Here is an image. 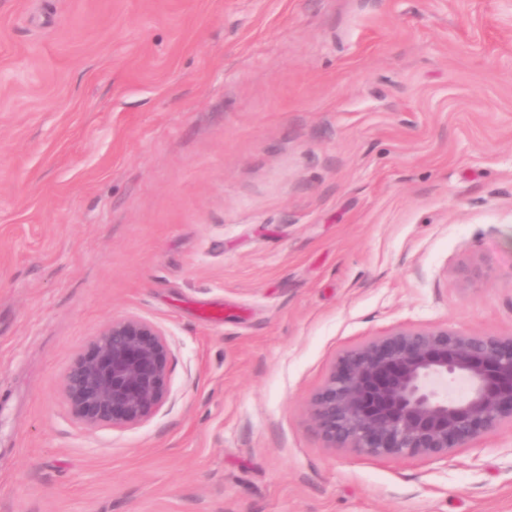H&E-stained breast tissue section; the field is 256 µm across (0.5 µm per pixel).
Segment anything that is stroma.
Segmentation results:
<instances>
[{
    "instance_id": "obj_1",
    "label": "stroma",
    "mask_w": 512,
    "mask_h": 512,
    "mask_svg": "<svg viewBox=\"0 0 512 512\" xmlns=\"http://www.w3.org/2000/svg\"><path fill=\"white\" fill-rule=\"evenodd\" d=\"M128 314L167 400L86 430ZM444 324L512 333V0H0V512H512L510 427L444 466L310 420ZM166 336L135 315L112 319L65 376L74 417L87 429H131L148 421L168 392Z\"/></svg>"
}]
</instances>
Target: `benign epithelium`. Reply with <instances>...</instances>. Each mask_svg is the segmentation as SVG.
I'll return each instance as SVG.
<instances>
[{
	"instance_id": "7a95c632",
	"label": "benign epithelium",
	"mask_w": 512,
	"mask_h": 512,
	"mask_svg": "<svg viewBox=\"0 0 512 512\" xmlns=\"http://www.w3.org/2000/svg\"><path fill=\"white\" fill-rule=\"evenodd\" d=\"M458 379L469 389L453 399L447 386ZM167 381L166 333L126 315L112 319L70 368L64 396L87 429H131L163 405ZM309 415L331 448L446 464L512 426V333L395 327L338 356L310 397Z\"/></svg>"
}]
</instances>
